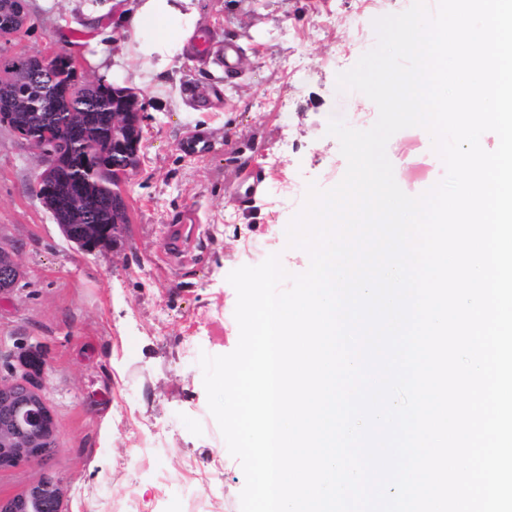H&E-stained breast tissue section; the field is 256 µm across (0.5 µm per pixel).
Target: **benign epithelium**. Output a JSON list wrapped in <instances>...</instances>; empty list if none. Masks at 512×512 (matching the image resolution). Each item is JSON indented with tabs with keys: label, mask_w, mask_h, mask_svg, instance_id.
Returning <instances> with one entry per match:
<instances>
[{
	"label": "benign epithelium",
	"mask_w": 512,
	"mask_h": 512,
	"mask_svg": "<svg viewBox=\"0 0 512 512\" xmlns=\"http://www.w3.org/2000/svg\"><path fill=\"white\" fill-rule=\"evenodd\" d=\"M56 59L55 52L38 58V67L33 73L35 84H41L54 68ZM114 93L121 97L117 119L125 138L112 140V152L137 159L142 120L138 96L122 88L114 89ZM42 155L45 171L38 178L36 193L52 203L55 209L59 207V201L53 196L52 182L48 181V168L53 166V157L46 151ZM20 275L12 251L1 245L0 279L13 287ZM47 371L48 361L44 355L24 354L19 357V366L8 368L9 376L0 378V470L44 462L54 450L55 426L50 422L44 399ZM60 497L59 481L45 475L21 494L0 497V512H60Z\"/></svg>",
	"instance_id": "obj_1"
}]
</instances>
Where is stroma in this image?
I'll list each match as a JSON object with an SVG mask.
<instances>
[{
	"mask_svg": "<svg viewBox=\"0 0 512 512\" xmlns=\"http://www.w3.org/2000/svg\"><path fill=\"white\" fill-rule=\"evenodd\" d=\"M411 4L196 0L194 43L168 71L139 87L132 76L113 78L142 103L141 164L121 184L127 224L89 251L65 238L33 190L40 151L0 123V244L21 270L15 288L0 291V357L45 353L57 426L45 462L0 471V496L47 472L61 482L62 512H240L245 476L209 410L200 356L238 343L231 271L275 253L289 273L308 269L286 230L309 185L331 189L346 172L329 120L359 130L378 117L337 77L375 46V18ZM26 28L8 55L61 49L79 77L97 80L78 46L85 31H60L41 0H29ZM228 37L240 55L224 80L198 44ZM386 154L408 195L445 175L417 129L393 135ZM253 167L265 180L245 207L237 194ZM190 213L206 246L178 271L169 227Z\"/></svg>",
	"mask_w": 512,
	"mask_h": 512,
	"instance_id": "1",
	"label": "stroma"
}]
</instances>
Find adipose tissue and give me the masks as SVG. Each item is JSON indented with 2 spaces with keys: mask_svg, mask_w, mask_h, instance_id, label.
Masks as SVG:
<instances>
[{
  "mask_svg": "<svg viewBox=\"0 0 512 512\" xmlns=\"http://www.w3.org/2000/svg\"><path fill=\"white\" fill-rule=\"evenodd\" d=\"M72 10L57 15L59 29L71 28L74 16H82L94 35L85 46V57L104 78L112 76V59L104 52L96 34L111 31L114 0H72ZM125 18L132 33L131 43L150 66L152 73L167 70L174 58L184 53L194 35L197 11L194 0H136Z\"/></svg>",
  "mask_w": 512,
  "mask_h": 512,
  "instance_id": "obj_1",
  "label": "adipose tissue"
}]
</instances>
